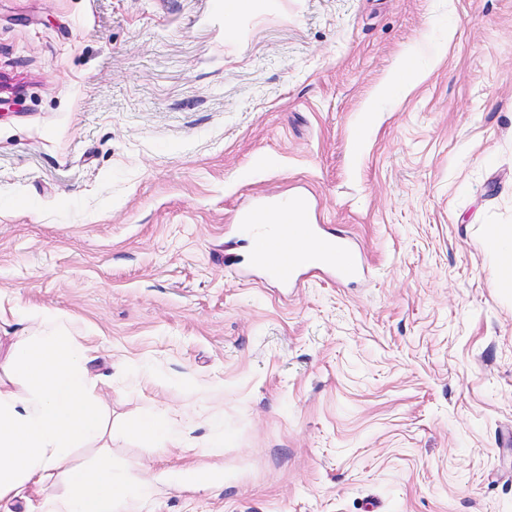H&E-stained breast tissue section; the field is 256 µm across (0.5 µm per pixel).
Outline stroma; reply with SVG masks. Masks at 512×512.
<instances>
[{
	"instance_id": "obj_1",
	"label": "stroma",
	"mask_w": 512,
	"mask_h": 512,
	"mask_svg": "<svg viewBox=\"0 0 512 512\" xmlns=\"http://www.w3.org/2000/svg\"><path fill=\"white\" fill-rule=\"evenodd\" d=\"M224 4L0 0V357L93 346L144 512H512V0ZM261 195L363 274L252 270ZM132 430L140 436L160 439L167 443H174L175 441V437L172 432L159 425L150 415L140 417Z\"/></svg>"
}]
</instances>
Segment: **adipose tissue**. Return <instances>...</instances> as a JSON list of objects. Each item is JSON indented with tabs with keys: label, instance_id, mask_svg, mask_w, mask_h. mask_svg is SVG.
Returning a JSON list of instances; mask_svg holds the SVG:
<instances>
[{
	"label": "adipose tissue",
	"instance_id": "adipose-tissue-1",
	"mask_svg": "<svg viewBox=\"0 0 512 512\" xmlns=\"http://www.w3.org/2000/svg\"><path fill=\"white\" fill-rule=\"evenodd\" d=\"M43 323L42 335L18 337L5 359L25 387L0 381V500L33 491L35 512H140L154 495L151 479L129 481L105 457L72 466L73 449L103 439L104 410L91 393L89 347L67 336L62 317Z\"/></svg>",
	"mask_w": 512,
	"mask_h": 512
}]
</instances>
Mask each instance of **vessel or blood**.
Masks as SVG:
<instances>
[{"mask_svg":"<svg viewBox=\"0 0 512 512\" xmlns=\"http://www.w3.org/2000/svg\"><path fill=\"white\" fill-rule=\"evenodd\" d=\"M277 214L283 234L260 243L254 260L271 278L284 286L295 287L316 271L331 272L340 279L358 274L356 256L344 239L322 234L317 225L296 222L293 207L279 208ZM292 238L307 241L311 252L289 247Z\"/></svg>","mask_w":512,"mask_h":512,"instance_id":"obj_1","label":"vessel or blood"}]
</instances>
